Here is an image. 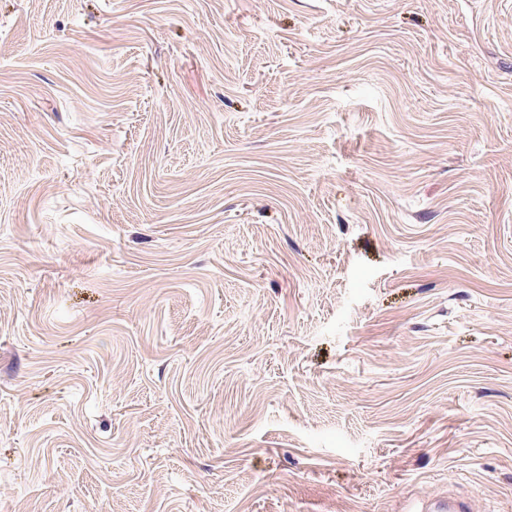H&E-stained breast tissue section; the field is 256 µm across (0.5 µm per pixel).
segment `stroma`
Segmentation results:
<instances>
[{"mask_svg": "<svg viewBox=\"0 0 512 512\" xmlns=\"http://www.w3.org/2000/svg\"><path fill=\"white\" fill-rule=\"evenodd\" d=\"M512 512V0H0V512ZM430 508L422 509L431 512H472V502L468 498H459L454 500H444L435 494L424 496Z\"/></svg>", "mask_w": 512, "mask_h": 512, "instance_id": "1", "label": "stroma"}]
</instances>
